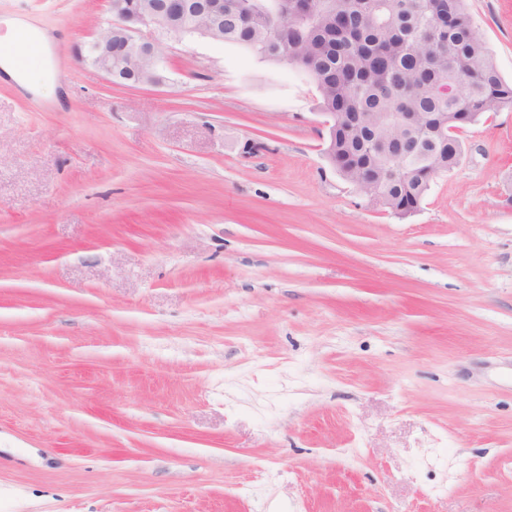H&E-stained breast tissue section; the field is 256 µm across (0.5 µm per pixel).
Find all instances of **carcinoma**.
Here are the masks:
<instances>
[{
	"label": "carcinoma",
	"mask_w": 512,
	"mask_h": 512,
	"mask_svg": "<svg viewBox=\"0 0 512 512\" xmlns=\"http://www.w3.org/2000/svg\"><path fill=\"white\" fill-rule=\"evenodd\" d=\"M311 22L281 0H224L226 44L311 77L322 111L336 116L331 153L342 174L396 210H408L432 176L457 164L449 129L512 109L467 0H314ZM458 87L454 96L442 84Z\"/></svg>",
	"instance_id": "cac0c4a2"
}]
</instances>
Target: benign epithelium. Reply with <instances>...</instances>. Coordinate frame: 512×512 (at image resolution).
Returning <instances> with one entry per match:
<instances>
[{"instance_id": "7a95c632", "label": "benign epithelium", "mask_w": 512, "mask_h": 512, "mask_svg": "<svg viewBox=\"0 0 512 512\" xmlns=\"http://www.w3.org/2000/svg\"><path fill=\"white\" fill-rule=\"evenodd\" d=\"M186 6V0H147L143 8L134 9L126 0H113L109 27L92 43L93 51L80 58L111 81L123 78L131 86H160L164 82L158 68L163 38L199 35L216 42L215 31L224 27V0H199L196 22L190 28L179 23ZM144 28L152 36H142ZM114 58L124 60V75L113 72Z\"/></svg>"}]
</instances>
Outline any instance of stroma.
Returning <instances> with one entry per match:
<instances>
[{
  "label": "stroma",
  "instance_id": "1",
  "mask_svg": "<svg viewBox=\"0 0 512 512\" xmlns=\"http://www.w3.org/2000/svg\"><path fill=\"white\" fill-rule=\"evenodd\" d=\"M512 78V0H468ZM0 512H512V111L402 217L314 81L200 36L161 86L78 51L109 0H0ZM4 74L17 82L22 88L27 89L28 86L37 87L45 96L54 94V80L52 75L46 73L41 67H34L28 73H19L14 64L13 56L5 55L0 63Z\"/></svg>",
  "mask_w": 512,
  "mask_h": 512
}]
</instances>
